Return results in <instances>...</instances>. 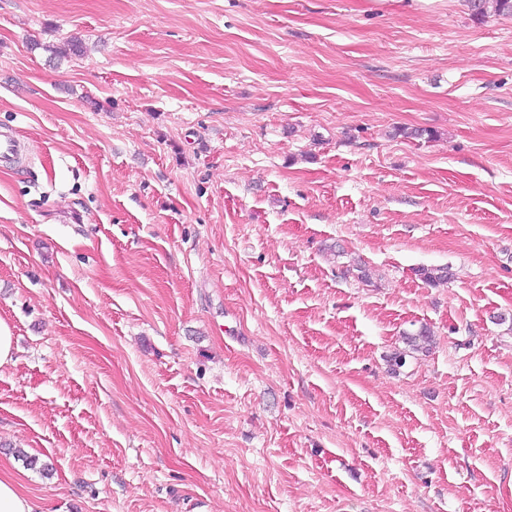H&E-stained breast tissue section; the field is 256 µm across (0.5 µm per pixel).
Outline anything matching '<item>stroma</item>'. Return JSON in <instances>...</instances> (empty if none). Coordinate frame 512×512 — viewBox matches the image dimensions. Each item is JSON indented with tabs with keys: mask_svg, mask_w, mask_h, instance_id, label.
I'll return each mask as SVG.
<instances>
[{
	"mask_svg": "<svg viewBox=\"0 0 512 512\" xmlns=\"http://www.w3.org/2000/svg\"><path fill=\"white\" fill-rule=\"evenodd\" d=\"M1 127L0 474L48 512H512V18L0 0ZM402 340L405 348L397 350L387 357L388 365L394 372L399 371L406 365L407 356L411 357V354L429 350L433 343V333L429 327L422 325L414 331L405 332Z\"/></svg>",
	"mask_w": 512,
	"mask_h": 512,
	"instance_id": "35a3bbf8",
	"label": "stroma"
}]
</instances>
